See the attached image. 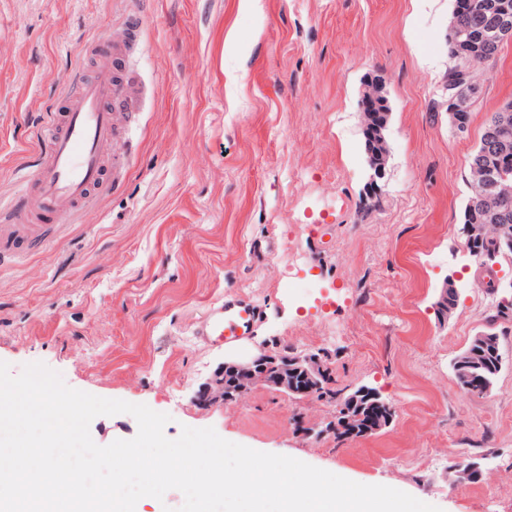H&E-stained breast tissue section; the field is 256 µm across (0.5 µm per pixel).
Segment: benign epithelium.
Returning <instances> with one entry per match:
<instances>
[{"label": "benign epithelium", "instance_id": "obj_1", "mask_svg": "<svg viewBox=\"0 0 512 512\" xmlns=\"http://www.w3.org/2000/svg\"><path fill=\"white\" fill-rule=\"evenodd\" d=\"M481 90V76L470 69L448 73V100L453 103L450 113L453 115L452 124L459 135L468 132V123L462 119L461 112L467 104L475 100ZM363 97L369 101L364 108V129L372 136L373 150L369 151L371 177L369 193L378 191V180L384 176L388 154L387 142L383 135L389 120V110L376 103L379 97L377 87H365ZM503 114L499 121L490 128L486 137L484 151L477 156L472 165L474 195L482 202L483 220L480 224H468L463 228V234L470 243L483 244L489 251L482 255L485 263L482 271L487 273L479 278L482 285L492 283V290L509 288L512 290V280L505 282L498 276V257L501 246L498 236L501 208L512 202V178L498 175L500 164L512 158V125L509 124V113L512 106L501 108ZM457 292L451 283H444L437 308L441 318L447 319L455 308ZM480 351L470 349L456 361L455 369L458 378L465 382V387L476 392H487L490 389L487 380L477 372ZM325 362L314 353L288 356L276 351H263L251 358L226 362L215 376L204 382L198 389L196 398L204 404L217 402H236L258 386H267L295 399L310 397H325L323 374ZM368 396L374 404L386 410V417H377L372 413H352L346 406H339V421L333 428H341L350 434H368L378 432L386 427L392 417V409L372 391L358 389L351 398Z\"/></svg>", "mask_w": 512, "mask_h": 512}]
</instances>
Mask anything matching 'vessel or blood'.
Instances as JSON below:
<instances>
[{"instance_id": "vessel-or-blood-1", "label": "vessel or blood", "mask_w": 512, "mask_h": 512, "mask_svg": "<svg viewBox=\"0 0 512 512\" xmlns=\"http://www.w3.org/2000/svg\"><path fill=\"white\" fill-rule=\"evenodd\" d=\"M73 83L65 111L53 115L37 133L32 184L20 186L27 207L43 218L73 215L91 189L102 185L106 172L102 146L112 137V105L121 87L80 73ZM257 315L254 306L224 302L211 308L204 334L217 346L239 344Z\"/></svg>"}]
</instances>
